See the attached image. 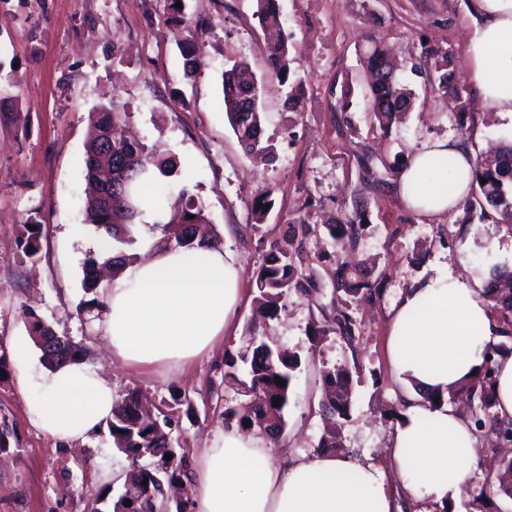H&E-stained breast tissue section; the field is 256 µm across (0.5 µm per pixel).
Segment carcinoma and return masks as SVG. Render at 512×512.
I'll return each instance as SVG.
<instances>
[{
    "label": "carcinoma",
    "mask_w": 512,
    "mask_h": 512,
    "mask_svg": "<svg viewBox=\"0 0 512 512\" xmlns=\"http://www.w3.org/2000/svg\"><path fill=\"white\" fill-rule=\"evenodd\" d=\"M277 0H256V12L263 30H268L270 21L277 15ZM288 45L277 40L270 46L267 65L271 73L287 82L290 67ZM367 68L373 73L384 70L388 59L386 49L380 45L370 46L364 53ZM184 73L192 77L204 65L198 41H191L183 49ZM433 88L442 96L448 88L461 79L459 68L452 55L443 52L436 54L431 72ZM224 107L231 127L242 145L246 155L272 160L276 145L262 140L263 112L260 104L261 80L245 61L235 62L223 74ZM412 92L399 80L391 83H379L372 86V96L368 107L370 119L386 129L392 118L399 112L409 109ZM127 112L120 110L117 100L100 104L89 113L95 135L85 145V191L84 214L88 223L98 231L107 234L113 241V248L122 249L136 242L133 227L141 215L140 204L133 203V209L127 213L120 211L118 201H112V207L103 206L104 186L100 184L94 171L105 159L106 133L112 126L123 121ZM112 153L124 157L122 167H112V181H126L128 185L145 184L151 192L164 193L163 181L155 175L171 177L178 173L180 164L174 156H161L154 147L141 140L112 144ZM486 183H481V180ZM464 210L471 212L481 209L480 218H492L498 223L512 224V145L504 148L492 157L476 156L471 193L463 202ZM363 224H330L328 235L332 241L333 257L356 248L362 237ZM313 231L308 224H298L282 240L272 244L266 254L265 262L255 277L258 291L257 301L268 314L277 312L280 304L294 292L310 297L323 294L322 282L313 274L299 271L296 258L303 239ZM41 230L25 229L21 245L28 257L40 251ZM162 242L171 247L190 249L196 245L221 244L220 235L210 223L202 207L197 204L194 195L182 189L179 200L172 206L170 220L163 227ZM97 261H91L83 279V291L90 299L83 305L91 310L104 305L100 297L101 281L97 276ZM332 299L346 303L352 301L373 300L381 297L383 289L366 280L362 266L354 265L351 272L340 281H331ZM490 307L501 317L504 325L505 341L489 347L483 354V363L475 376L461 387L448 392V396L429 395L430 403L453 400L457 394L466 393L474 406L471 424L476 432L494 436L501 442L512 445V422L503 420L495 412V383L498 358L512 354V269L496 271L485 289ZM324 320L335 332L348 342L358 339V326L354 317L346 310L331 308L322 313ZM253 348L235 359L229 356L225 360L228 371L224 373V382L236 385V394L250 397L224 408V426L236 425L243 431H251L264 437L278 435L287 426L285 410L289 405L290 387L300 369V356L291 349L276 343L267 342L260 334L253 333ZM42 362L53 369L66 360L85 358L87 354L77 346H62L58 343L39 347ZM247 367V379L241 380L235 372L237 362ZM285 381V385L276 382V378ZM353 382L351 371L345 367H332L322 372L323 393L321 410L328 419H345L351 412L350 390ZM279 400L281 405L274 404ZM143 396L130 391L118 396L115 402L112 420L108 427L115 447L132 460L130 476L148 479L143 485L141 499L135 506L125 505L126 498L121 496L113 504V512H185V503L170 505L157 486V472H163L170 481L191 483L189 468L183 460H165V455H175L171 442L172 420L164 416L161 422L143 421L140 409ZM317 448L322 451H339L341 442L336 427H330L321 434ZM145 457L157 459L156 468L150 469L139 464ZM489 472L494 475L495 483L481 485L475 500L484 502L492 499V494L504 495L512 499V458L490 459Z\"/></svg>",
    "instance_id": "obj_1"
}]
</instances>
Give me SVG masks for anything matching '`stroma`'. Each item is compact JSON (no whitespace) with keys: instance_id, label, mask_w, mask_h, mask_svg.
Listing matches in <instances>:
<instances>
[{"instance_id":"stroma-1","label":"stroma","mask_w":512,"mask_h":512,"mask_svg":"<svg viewBox=\"0 0 512 512\" xmlns=\"http://www.w3.org/2000/svg\"><path fill=\"white\" fill-rule=\"evenodd\" d=\"M184 5L189 29L169 22V0H0V74L18 75L13 104L22 111L20 122H0V353L26 334V314L35 311L101 362L115 390L137 388L165 404L176 453L193 463L223 428L224 407L235 397L224 382L225 355L251 346L254 278L270 243L290 226L311 225L296 263L327 284L342 269L326 227L358 219L365 226L359 253L385 288L374 303L352 304L358 339L347 342L326 326L320 308L331 300L327 293L315 301L289 295L262 322L263 335L302 361L288 425L271 446L315 452L320 372L356 366L363 376L352 386L342 445L386 463L394 431L386 415L402 408L401 384L385 354L393 307L438 266L476 280L512 267V224L472 223L461 208L418 214L397 191L402 160L425 141L458 138L478 153L512 140V120L485 109L469 79L460 86L471 106L463 126L432 89L434 60L424 50L452 53L465 66V40L475 28L469 0H278L291 77L299 83L296 110L268 72L255 0ZM195 35L205 64L188 79L182 51ZM374 41L401 63L398 77L415 93L410 111L386 130L367 112L362 52ZM237 59L265 79L263 135L278 147L268 165L247 157L224 109L222 73ZM113 97L131 132L191 168V176L167 178L169 199L189 189L243 267L242 302L223 354L197 358L171 376L113 362L82 307L84 268L100 255V234L83 216L88 112ZM265 201L271 207L257 219L255 208ZM31 220L42 226L34 259L19 245ZM46 372L35 353L26 377L11 365L0 375V418L10 427L9 447L0 453V512H92L98 498L112 501L124 490L131 462L108 430L65 448L31 425L26 398Z\"/></svg>"}]
</instances>
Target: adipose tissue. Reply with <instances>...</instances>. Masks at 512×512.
Instances as JSON below:
<instances>
[{
    "instance_id": "ef3b65f1",
    "label": "adipose tissue",
    "mask_w": 512,
    "mask_h": 512,
    "mask_svg": "<svg viewBox=\"0 0 512 512\" xmlns=\"http://www.w3.org/2000/svg\"><path fill=\"white\" fill-rule=\"evenodd\" d=\"M471 12L477 25L466 45L468 72L482 105L512 118V0H471ZM436 157L448 167L434 168ZM472 174L465 143L437 139L415 149L397 188L413 210L443 214L464 200ZM240 285L241 269L223 248H156L111 281L94 328L114 360L174 372L223 340ZM502 328L478 281L447 268L415 285L395 309L385 342L389 366L406 385V416L387 464L350 452L277 453L233 426L218 431L194 462L195 512H393L395 487L407 504L435 512L461 495L478 440L463 414L425 395L470 379ZM116 398L101 365L79 360L43 378L27 402L29 419L68 446L106 426Z\"/></svg>"
}]
</instances>
